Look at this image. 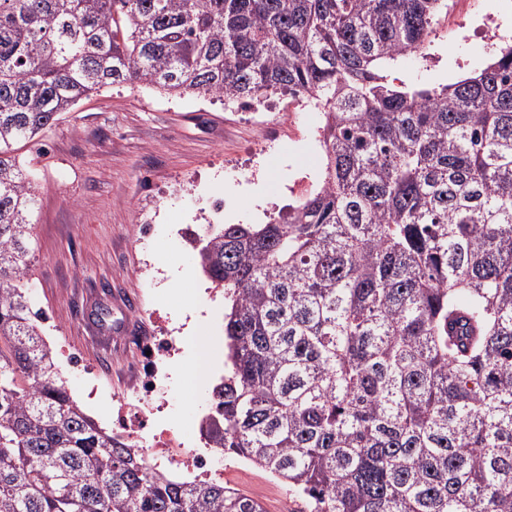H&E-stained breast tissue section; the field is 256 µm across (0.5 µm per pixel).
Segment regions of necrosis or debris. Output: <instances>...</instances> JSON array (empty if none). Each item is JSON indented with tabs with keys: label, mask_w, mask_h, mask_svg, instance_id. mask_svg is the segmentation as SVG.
<instances>
[{
	"label": "necrosis or debris",
	"mask_w": 512,
	"mask_h": 512,
	"mask_svg": "<svg viewBox=\"0 0 512 512\" xmlns=\"http://www.w3.org/2000/svg\"><path fill=\"white\" fill-rule=\"evenodd\" d=\"M155 322L152 332L136 339L145 358L125 398L106 411L112 432L127 441L150 466L163 465L198 479H223L221 449L212 447L203 435L194 445H187L177 430L158 422L165 409L164 402L157 399L158 387L166 378V367L182 358L184 345L167 317L156 316Z\"/></svg>",
	"instance_id": "1"
}]
</instances>
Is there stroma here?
Instances as JSON below:
<instances>
[{"label":"stroma","instance_id":"stroma-1","mask_svg":"<svg viewBox=\"0 0 512 512\" xmlns=\"http://www.w3.org/2000/svg\"><path fill=\"white\" fill-rule=\"evenodd\" d=\"M512 37V0H475L470 14L439 15L422 56L385 65L393 84L434 87L483 68L501 38ZM279 116L275 140L261 126ZM318 110L287 96L248 111L218 99L168 96L141 84L104 89L64 113L23 150L39 200L31 273L45 335L63 337L101 395L86 411L102 418L140 364L129 344L157 308L174 322L193 319L186 356L169 369L162 395L168 421L186 443L212 380L224 372V299L210 297L195 251L180 228L264 224L293 201L300 174L317 178ZM224 480L260 500L266 512H301L287 486L250 463L228 459Z\"/></svg>","mask_w":512,"mask_h":512}]
</instances>
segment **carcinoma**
Listing matches in <instances>:
<instances>
[{"label": "carcinoma", "instance_id": "obj_1", "mask_svg": "<svg viewBox=\"0 0 512 512\" xmlns=\"http://www.w3.org/2000/svg\"><path fill=\"white\" fill-rule=\"evenodd\" d=\"M448 0H0V512H266L150 469L69 391L28 288L17 151L112 85L322 113L321 185L209 224L224 374L205 427L306 512H512V39L439 87L382 66Z\"/></svg>", "mask_w": 512, "mask_h": 512}]
</instances>
